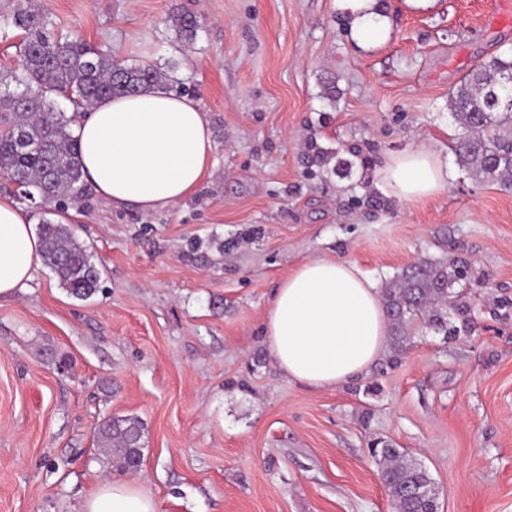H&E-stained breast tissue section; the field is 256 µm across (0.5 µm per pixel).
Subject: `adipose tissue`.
<instances>
[{
	"label": "adipose tissue",
	"instance_id": "adipose-tissue-1",
	"mask_svg": "<svg viewBox=\"0 0 512 512\" xmlns=\"http://www.w3.org/2000/svg\"><path fill=\"white\" fill-rule=\"evenodd\" d=\"M361 45L384 34L378 0H337ZM84 178L115 208L169 209L192 194L212 165V131L199 102L164 88L115 96L72 125ZM372 182L386 197L416 202L447 186L448 160L424 145L387 155ZM42 243L28 214L0 196V300L25 288ZM387 317L378 281L352 261H302L274 289L263 340L281 374L314 391L366 377L386 352ZM84 512H158L153 495L131 482H103Z\"/></svg>",
	"mask_w": 512,
	"mask_h": 512
}]
</instances>
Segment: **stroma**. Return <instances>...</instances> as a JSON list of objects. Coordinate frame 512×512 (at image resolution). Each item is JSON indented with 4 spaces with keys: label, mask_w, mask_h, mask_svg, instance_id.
<instances>
[{
    "label": "stroma",
    "mask_w": 512,
    "mask_h": 512,
    "mask_svg": "<svg viewBox=\"0 0 512 512\" xmlns=\"http://www.w3.org/2000/svg\"><path fill=\"white\" fill-rule=\"evenodd\" d=\"M53 35L123 65L177 63L212 130L210 176L176 206L90 194L68 224L101 272L79 300L39 266L0 301V512H82L106 480H137L159 512H395L368 448L421 464L439 512H512V188L450 157L448 93L512 48V0H379L386 36L360 46L335 0H36ZM198 20L178 40L175 9ZM448 155L435 198L399 203L372 161ZM310 258L379 282L423 261L466 263L470 333L415 322L398 362L314 392L269 357L274 288ZM144 424L136 473L99 452L103 418Z\"/></svg>",
    "instance_id": "1"
}]
</instances>
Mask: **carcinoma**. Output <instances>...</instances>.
Here are the masks:
<instances>
[{
  "mask_svg": "<svg viewBox=\"0 0 512 512\" xmlns=\"http://www.w3.org/2000/svg\"><path fill=\"white\" fill-rule=\"evenodd\" d=\"M170 26L177 39L191 44L199 24L195 16L172 11ZM52 20L31 0L0 15V30L22 33L19 64L0 75V175L18 185L16 193L39 197L48 210L79 206L88 198L80 148L72 135L73 117L56 106L55 96L68 95L74 111L101 99L168 87L170 73L150 64L122 66L112 56L76 36H51ZM512 76V51L473 67L448 93V111L465 130L453 150L459 163L482 179L512 186V103L501 96ZM42 260L69 295L91 297L101 274L87 249L66 224L43 221ZM462 268L448 272L442 263H420L391 279L383 288V305L391 326V349L406 348L407 325L416 318L443 338L471 330L469 305L452 284ZM460 325L448 327V309ZM143 423L135 417H112L95 430L96 443L122 465L142 458ZM371 457L390 493L396 512H437V493L425 468L409 462L391 444H373Z\"/></svg>",
  "mask_w": 512,
  "mask_h": 512,
  "instance_id": "carcinoma-1",
  "label": "carcinoma"
}]
</instances>
